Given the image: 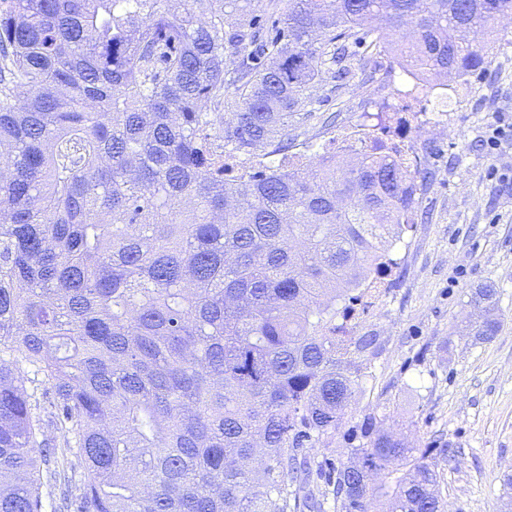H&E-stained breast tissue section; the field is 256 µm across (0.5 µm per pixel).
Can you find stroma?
I'll use <instances>...</instances> for the list:
<instances>
[{
	"label": "stroma",
	"mask_w": 512,
	"mask_h": 512,
	"mask_svg": "<svg viewBox=\"0 0 512 512\" xmlns=\"http://www.w3.org/2000/svg\"><path fill=\"white\" fill-rule=\"evenodd\" d=\"M365 86L323 79L317 93L333 127L292 133L293 154L315 158L356 131L401 143L431 178L416 194L412 227L392 250L397 264L361 332L376 349L356 393L353 424L380 428L428 449L441 474L444 512H504L503 478L512 474V145L489 153L485 123L512 112V17L500 21L485 71L434 79L417 98L392 54L372 64ZM498 291L501 328L477 339L476 288Z\"/></svg>",
	"instance_id": "35a3bbf8"
}]
</instances>
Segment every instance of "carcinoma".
<instances>
[{"instance_id": "obj_1", "label": "carcinoma", "mask_w": 512, "mask_h": 512, "mask_svg": "<svg viewBox=\"0 0 512 512\" xmlns=\"http://www.w3.org/2000/svg\"><path fill=\"white\" fill-rule=\"evenodd\" d=\"M259 2L0 0V512H41L55 455L28 383L83 467L65 512H303L313 474L336 512H442L374 416L341 466L306 455L348 420L421 172L383 143L244 163L334 123L312 88L357 76L349 45L464 79L512 0ZM471 303L494 338L497 289Z\"/></svg>"}]
</instances>
